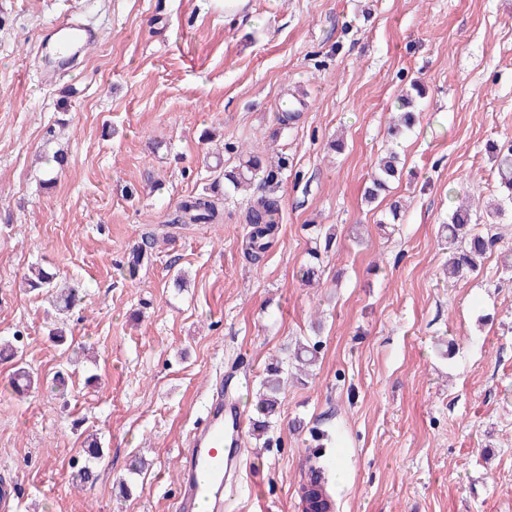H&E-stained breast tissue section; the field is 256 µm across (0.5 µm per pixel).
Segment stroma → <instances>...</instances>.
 <instances>
[{"mask_svg":"<svg viewBox=\"0 0 512 512\" xmlns=\"http://www.w3.org/2000/svg\"><path fill=\"white\" fill-rule=\"evenodd\" d=\"M68 14L96 40L64 70L39 44ZM415 80L419 119L391 139ZM286 103L298 117L283 130ZM508 140L512 0H249L232 23L212 0H0V341L42 380L18 396L0 361V475L18 512H175L212 395L254 421L265 368L293 372L313 342L273 446L246 439L224 512H300L318 432L336 512H512V204L492 159ZM228 143L288 159L277 242L257 264L241 250L250 194L229 193L221 224L172 221ZM389 151L402 176L367 202ZM468 198L502 203L500 240L451 282L438 239ZM320 233L333 240L307 287L297 272ZM137 246L150 261L132 278ZM43 261L81 289L67 328L87 359L51 341L47 299L21 286ZM91 434L104 456L79 489Z\"/></svg>","mask_w":512,"mask_h":512,"instance_id":"obj_1","label":"stroma"}]
</instances>
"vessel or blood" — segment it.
<instances>
[{
  "instance_id": "obj_1",
  "label": "vessel or blood",
  "mask_w": 512,
  "mask_h": 512,
  "mask_svg": "<svg viewBox=\"0 0 512 512\" xmlns=\"http://www.w3.org/2000/svg\"><path fill=\"white\" fill-rule=\"evenodd\" d=\"M52 30L69 56L84 51L94 40L92 29L81 21L64 18ZM246 422L223 394L209 402L205 419L191 429L184 454L180 492L175 512H195L207 500L210 512H224V487L236 472L244 447Z\"/></svg>"
}]
</instances>
